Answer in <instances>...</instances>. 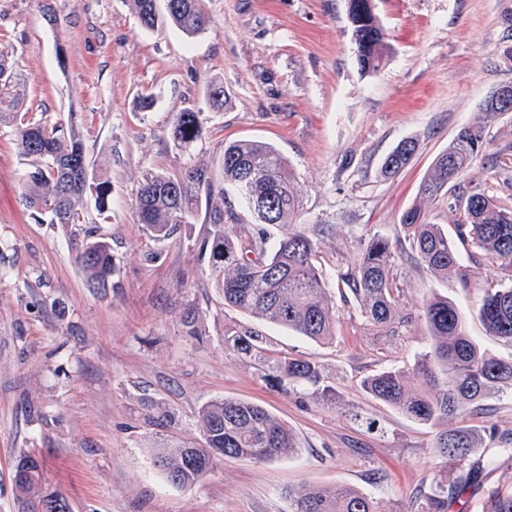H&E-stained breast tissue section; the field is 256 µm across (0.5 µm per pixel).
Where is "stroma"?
Returning a JSON list of instances; mask_svg holds the SVG:
<instances>
[{
	"label": "stroma",
	"mask_w": 512,
	"mask_h": 512,
	"mask_svg": "<svg viewBox=\"0 0 512 512\" xmlns=\"http://www.w3.org/2000/svg\"><path fill=\"white\" fill-rule=\"evenodd\" d=\"M391 46L385 64L362 72L348 0H204L205 31L189 36L161 22L143 28L129 0H0V46L29 87L28 119L77 115L86 157L112 183L105 212L52 224L27 208L22 186L32 161L0 126V512H17L20 456L44 461V478L73 512H292L305 485L351 487L382 512H414L439 478L436 431L368 396L362 381L408 367L428 350L425 299L453 300L468 336L507 356L476 314L484 288L507 280L473 249L441 279L411 261L400 216L422 205L454 234L447 199L421 202L417 188L434 158L512 81V0H374ZM223 83L222 110L205 109L210 82ZM152 95L151 110L138 107ZM204 108V135L190 148L171 137L174 116ZM418 141L397 177L379 176L402 139ZM255 140L287 159L305 224L317 237L336 333L321 344L226 307L200 245L204 214L166 240L139 224L137 191L152 172L170 176L212 164L226 142ZM112 246L109 288L86 285L76 255L87 230ZM389 238L399 255L398 306L412 316L395 337L366 322L340 274L357 262L363 235ZM197 335L181 324L186 305ZM260 331L261 357L224 350V332ZM316 362L323 385L299 394L265 379L274 358ZM239 398L263 406L297 437L290 456L268 462L223 457L196 483L175 486L154 467L161 431L152 414L173 416L169 436L202 438L208 402ZM483 447L512 439V392L487 397L468 416ZM512 487V459L480 471L463 508L482 512L483 490Z\"/></svg>",
	"instance_id": "35a3bbf8"
}]
</instances>
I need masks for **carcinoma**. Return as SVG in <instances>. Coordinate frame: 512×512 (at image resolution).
I'll list each match as a JSON object with an SVG mask.
<instances>
[{
	"label": "carcinoma",
	"instance_id": "1",
	"mask_svg": "<svg viewBox=\"0 0 512 512\" xmlns=\"http://www.w3.org/2000/svg\"><path fill=\"white\" fill-rule=\"evenodd\" d=\"M203 0H164L165 18L183 33L193 36L206 29L209 17ZM140 24L154 28L159 20L157 0H130ZM378 16L368 27L353 28L360 69L376 72L390 46L381 34ZM25 79L10 62L8 50L0 48V124L15 125L19 151L35 165L26 178L22 197L27 207L46 216L51 224L81 223L84 206L97 211L109 208L112 185L101 173L89 169L84 179L86 152L78 123L45 124L24 121L28 112ZM226 103L224 85L209 87L206 104L221 109ZM173 140L189 147L204 134L203 109H186L175 115ZM418 142L406 138L385 157L380 175L389 178L405 169L416 154ZM486 148L485 125L478 120L461 128L436 157L421 181L418 195L425 199L448 196V209L460 212L456 235L501 269L512 272V208L474 178L463 195L451 189L470 174L477 157ZM232 190L254 218L255 225L239 226L234 236L224 231L226 221L237 220L234 210L224 209L222 200ZM207 199L206 217L212 231L201 245V253L224 292V304L266 323L296 332L313 341L335 335V314L328 298L318 250L313 237L301 228L300 202L293 187L287 160L273 146L250 140L224 144L213 165H191L178 176L151 173L138 190V217L153 236L168 238L176 225L189 224ZM289 226L277 243L266 241L263 226ZM400 225L411 243L413 259L436 275L445 276L459 267L453 244L430 223L421 207L403 212ZM357 263L341 274L362 315L375 328L395 334L412 322L398 308L401 288L397 280V251L386 237L373 234L361 241ZM89 285L106 288L115 272L112 247L102 237L86 242L78 255ZM477 315L487 331L512 344V282L483 289ZM431 347L411 368L389 369L363 382L375 400L399 410L407 417L432 427L466 415L488 395L512 390V355L499 357L477 346L465 332L461 313L446 297L433 296L423 307ZM224 350L252 355L263 350V336L251 329L224 332ZM278 386L319 385L318 365L309 360L285 357L276 360L266 375ZM204 443L189 451L185 442L162 440L152 462L171 483L184 486L198 481L207 459L223 455L254 462L291 454L297 448L292 432L265 408L246 400L216 399L199 412ZM479 448L474 429L468 425L437 433L435 452L442 471L448 465L469 459ZM501 455L512 458V448H489L473 462L474 473ZM465 476L454 487L441 478L423 495L419 512H448L470 487ZM18 503L43 498L51 512H71L68 500L44 487L42 470L30 468L23 481L14 482ZM484 512H512V489L490 486L484 490ZM292 512H379L376 501L351 488L326 489L304 486L292 497Z\"/></svg>",
	"mask_w": 512,
	"mask_h": 512
}]
</instances>
